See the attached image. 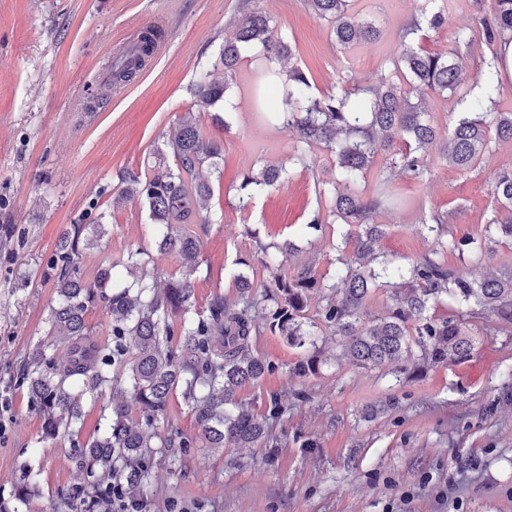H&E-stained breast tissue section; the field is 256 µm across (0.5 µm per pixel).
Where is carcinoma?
<instances>
[{
	"instance_id": "cac0c4a2",
	"label": "carcinoma",
	"mask_w": 512,
	"mask_h": 512,
	"mask_svg": "<svg viewBox=\"0 0 512 512\" xmlns=\"http://www.w3.org/2000/svg\"><path fill=\"white\" fill-rule=\"evenodd\" d=\"M350 0H306L315 16L334 21L336 42L346 48L376 40L375 23L350 12ZM422 3L421 14L435 30L445 22L439 10ZM475 12L473 26L460 32L453 49L430 52L416 47L408 36L421 30H406L394 59L404 76L398 86L382 77L372 86L345 85L334 94L311 95V82L299 67L262 71L269 83L285 76L288 85L284 107L271 118L294 132L297 146L288 162L307 164L308 152L320 146L336 157V182L327 184L331 195L330 215L350 227L344 243L348 252L336 247L335 280L318 278L314 265L305 263L290 276L281 271L278 256L266 245L259 246L258 263L269 274L268 281L255 284L241 271L235 277L238 298L229 302L223 293L210 299L206 314L191 315L194 285L183 278L159 288L154 275L140 260L130 257L126 266L132 281L118 291H106L112 282V259L106 258L93 279L80 266V235L61 240L51 263L49 277L56 290L48 323L52 343L63 345L58 359L50 345L40 342L28 352L19 384L27 389L29 402L41 419L42 438L68 440L67 458L84 475V483L65 495L69 512H97L112 501L117 489L149 492L150 459L174 448L186 453L191 448L206 451L224 448H253L266 435V417L255 414L237 397L240 389L259 383L275 367L253 354L251 337L268 331L282 336L296 348L315 346L313 328L322 324L332 334L346 339V354L360 368H383L400 361L408 375H418L434 365L467 360L475 350L468 309L476 306L493 312L503 330L512 328V273H490L479 281L448 267V250L468 255L479 262L490 254L489 242L499 236L512 240V168L497 173L491 193L498 215L480 236H464L438 248L428 256L397 266L378 253L381 225L373 216L385 203L397 202L390 186L407 175L424 179L430 174L426 151L436 143V132L426 119L428 94H458L466 103L457 113L442 155L460 170H468L490 148L492 138L512 140V112L499 110L501 85L498 79L503 46L512 42V0H492L491 9ZM234 37L224 41L216 62L224 67V83L212 79L207 67L200 68L194 97L200 106L226 100L244 54L261 47L269 62L292 57L291 46L278 35L270 19L257 11H245L235 21ZM160 31H147L140 43L112 68V83L127 85L146 67ZM486 47L491 56L482 58L478 72L483 76L482 96L470 97L463 89L462 64ZM173 165L160 163L153 173L140 178H122V192L148 204L150 218L160 237L159 247L179 255L182 267L193 273L201 250L200 235L186 229L200 225L201 232L212 223L200 215L211 196L209 183L195 174L208 161L219 159L223 147L204 138L193 113H185L179 131L170 141ZM379 167L372 194L354 191L366 180L377 156ZM285 168L266 165L247 175L240 185L238 208L248 209L255 196L276 187ZM262 288L261 296L252 294ZM389 294L385 313L360 323V313L378 290ZM322 293L324 304L317 321L308 322L311 296ZM452 298L461 312L448 318L429 314L431 307ZM103 307L111 317V335L102 339L87 322L88 313ZM418 348L419 355L413 354ZM325 364L316 350L305 354L289 373L296 377L315 375ZM130 392L137 400L144 423L128 418L124 404L112 392ZM181 392L199 428L191 437L169 422L171 398ZM102 400V427L86 439L80 438L85 398ZM166 423L163 433L156 423ZM38 492L32 471L23 470L14 482V498L29 504Z\"/></svg>"
}]
</instances>
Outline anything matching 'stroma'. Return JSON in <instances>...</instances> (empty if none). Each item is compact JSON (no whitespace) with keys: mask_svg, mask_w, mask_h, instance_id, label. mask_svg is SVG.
Segmentation results:
<instances>
[{"mask_svg":"<svg viewBox=\"0 0 512 512\" xmlns=\"http://www.w3.org/2000/svg\"><path fill=\"white\" fill-rule=\"evenodd\" d=\"M420 0H352L359 17L381 36L349 48L337 44L331 22L315 17L304 0H0V503L15 507L12 487L21 468L37 473L39 494L23 512H59L61 499L83 477L59 442L40 437V421L18 377L25 355L48 340L55 288L48 267L61 238L81 225V266L93 274L103 257L115 280L127 279L131 252L142 251L148 271L162 280L181 277L179 258L161 251L146 202L119 199L121 175L150 174L173 164L167 145L181 115L193 113L205 138L220 142L217 165L198 179L213 194V219L201 236L192 274L196 308L213 293L236 295L240 262L256 267L262 245L294 246L281 255L285 272L313 263L325 279L336 273L334 245L345 227L309 229L328 210L322 184L336 175V159L312 148L308 166H291L287 181L239 210L244 175L285 162L296 139L258 113L255 52L233 76L228 104L195 105L191 88L200 64H213L232 21L258 9L292 48V61L309 73L311 92L324 96L341 81L370 84L380 76L401 83L394 70L405 28ZM446 21L422 29L416 45L452 48L472 24V0H446ZM169 37L139 77L123 87L108 80L110 65L156 18ZM422 181L402 177L401 203L377 211L384 225L377 250L400 264L431 253L437 237L480 235L497 205L491 185L512 167V140L492 144L462 171L429 154ZM447 215L442 233L427 231L435 214ZM471 278L512 271V242L492 246L487 263L448 255ZM497 318L479 310L472 320L476 350L460 364L428 368L406 378L393 367L361 369L342 358V337L318 328L314 341L328 361L319 375L290 376L303 354L265 332L251 347L276 368L241 399L263 413L277 397L270 446L192 449L179 459H155L145 512H512V334L496 331Z\"/></svg>","mask_w":512,"mask_h":512,"instance_id":"1","label":"stroma"}]
</instances>
